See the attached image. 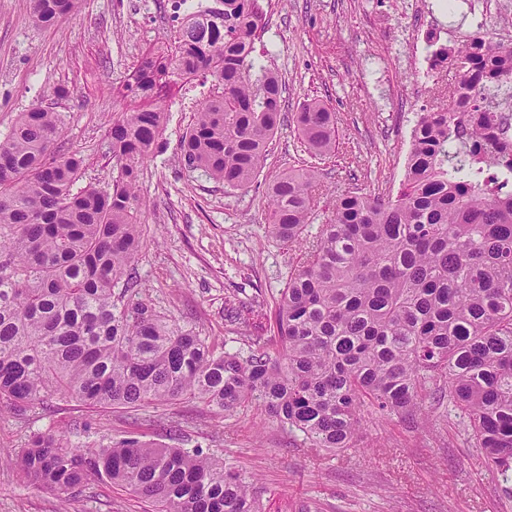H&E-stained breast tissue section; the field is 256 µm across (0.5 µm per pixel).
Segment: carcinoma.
<instances>
[{"label": "carcinoma", "mask_w": 512, "mask_h": 512, "mask_svg": "<svg viewBox=\"0 0 512 512\" xmlns=\"http://www.w3.org/2000/svg\"><path fill=\"white\" fill-rule=\"evenodd\" d=\"M219 2L208 21H183L166 53L147 52L125 84L149 105L108 130V189L79 186L84 159L60 152L48 107L18 113L0 139V407L24 416L56 395L92 408L257 405L307 447L337 451L370 418L415 428L444 406L463 415L487 467L511 479L512 155L489 132L512 108V45L477 35L432 51L458 83L418 116L396 196L349 192L309 239L319 168L273 182L271 235L305 243L277 300L283 353L272 357L259 336L230 352L147 304L133 272L138 164L160 147L161 93L219 86L195 107L181 152L226 190L256 179L281 123L285 87L257 47L258 0ZM79 3L31 0L32 16L54 25ZM293 122L310 158L335 154L336 114L324 104H302ZM16 465L63 499L93 475L157 512H261L253 479L199 447L128 436L82 448L36 432Z\"/></svg>", "instance_id": "carcinoma-1"}]
</instances>
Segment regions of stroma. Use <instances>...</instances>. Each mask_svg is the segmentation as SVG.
Returning a JSON list of instances; mask_svg holds the SVG:
<instances>
[{
    "mask_svg": "<svg viewBox=\"0 0 512 512\" xmlns=\"http://www.w3.org/2000/svg\"><path fill=\"white\" fill-rule=\"evenodd\" d=\"M434 0H260L268 61L286 86L285 118L257 180L228 191L186 168L180 141L200 88H173L162 146L139 167L143 244L135 259L141 296L158 311L216 344L274 338L273 297L302 257L267 232L266 196L281 174L308 155L291 117L306 99L336 113L338 149L320 162L325 190L310 219L316 233L348 191L396 194L412 130L423 108L456 82L425 76L429 46H459L478 30L506 43L499 17L477 28L471 15L448 17ZM171 0H83L61 25L38 26L30 0H0V137L19 112L40 104L58 115L62 152L86 160L85 182L107 188L112 159L106 133L130 99L123 86L150 48L179 28ZM235 309L240 321L225 319ZM88 431H75L76 420ZM52 429L76 445L137 436L159 445L203 447L255 476L263 512H512V481L484 466L459 412L446 431H412L397 418L364 424L355 447L329 454L306 448L287 425L252 407L235 413L182 400L137 411L90 409L53 397L18 417L0 410V453H18L31 433ZM0 512H153L120 486L89 477L67 500L28 484L0 464Z\"/></svg>",
    "mask_w": 512,
    "mask_h": 512,
    "instance_id": "1",
    "label": "stroma"
}]
</instances>
